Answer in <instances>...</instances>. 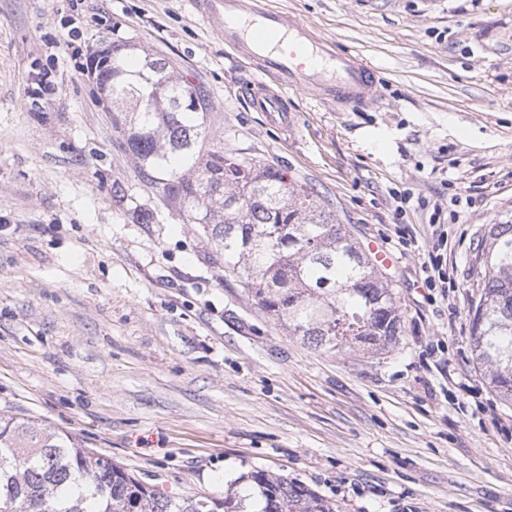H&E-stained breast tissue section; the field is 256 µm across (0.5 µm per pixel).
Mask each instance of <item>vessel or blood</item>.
Wrapping results in <instances>:
<instances>
[{
  "label": "vessel or blood",
  "mask_w": 512,
  "mask_h": 512,
  "mask_svg": "<svg viewBox=\"0 0 512 512\" xmlns=\"http://www.w3.org/2000/svg\"><path fill=\"white\" fill-rule=\"evenodd\" d=\"M220 26L224 43L251 60L261 79L250 96L254 111L287 118L290 88L304 85L322 100L347 109L375 100L377 75L350 52L336 50L300 20L267 0H201Z\"/></svg>",
  "instance_id": "obj_1"
}]
</instances>
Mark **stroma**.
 Masks as SVG:
<instances>
[{
	"label": "stroma",
	"mask_w": 512,
	"mask_h": 512,
	"mask_svg": "<svg viewBox=\"0 0 512 512\" xmlns=\"http://www.w3.org/2000/svg\"><path fill=\"white\" fill-rule=\"evenodd\" d=\"M269 2L374 67L378 101L296 88L269 123L197 0H0V412L185 495L264 469L340 512H512V404L472 360L468 315L470 253L512 216V0ZM116 44L168 57L225 152L392 254L389 351L287 335L161 206L87 69ZM433 257L447 286L424 285Z\"/></svg>",
	"instance_id": "stroma-1"
}]
</instances>
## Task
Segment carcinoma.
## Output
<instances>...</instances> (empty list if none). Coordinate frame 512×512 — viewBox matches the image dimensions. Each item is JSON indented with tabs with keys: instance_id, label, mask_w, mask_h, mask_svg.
<instances>
[{
	"instance_id": "1",
	"label": "carcinoma",
	"mask_w": 512,
	"mask_h": 512,
	"mask_svg": "<svg viewBox=\"0 0 512 512\" xmlns=\"http://www.w3.org/2000/svg\"><path fill=\"white\" fill-rule=\"evenodd\" d=\"M97 79L141 181L231 260L230 274L289 335L335 353L396 340L392 289L330 203L279 169L224 152L203 98L195 110L176 106L187 82L166 58L117 56L98 64ZM469 277L473 360L512 403V216L486 225ZM243 480L219 497L159 492L69 434L0 413V512H337L286 475L256 469Z\"/></svg>"
}]
</instances>
